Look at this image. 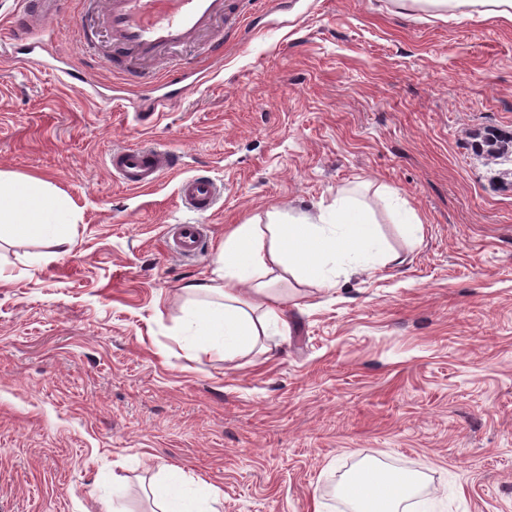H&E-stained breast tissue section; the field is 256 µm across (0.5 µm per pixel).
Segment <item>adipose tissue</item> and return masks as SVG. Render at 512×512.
<instances>
[{
    "instance_id": "adipose-tissue-1",
    "label": "adipose tissue",
    "mask_w": 512,
    "mask_h": 512,
    "mask_svg": "<svg viewBox=\"0 0 512 512\" xmlns=\"http://www.w3.org/2000/svg\"><path fill=\"white\" fill-rule=\"evenodd\" d=\"M401 9L426 5L453 13L512 21V0H397ZM76 218L68 199L36 178L0 171V241L33 238L52 259L69 252ZM385 250L358 191L350 190L317 215L282 223L278 213L264 224L236 225L217 249L215 275L185 285L191 301L177 339L190 349L231 360L248 352L271 324L287 327L282 299L268 275L282 272L301 284L332 287L339 276L398 262ZM359 482L340 492L355 512H397L415 492L414 473L361 470ZM162 512H218L216 499L202 486H189L182 470L162 477Z\"/></svg>"
}]
</instances>
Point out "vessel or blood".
<instances>
[{
	"mask_svg": "<svg viewBox=\"0 0 512 512\" xmlns=\"http://www.w3.org/2000/svg\"><path fill=\"white\" fill-rule=\"evenodd\" d=\"M96 4L111 35L114 61H145L160 68V85L165 92L157 98V106L171 103L174 96L190 94L203 81L201 71L181 63L174 57V50L205 36L213 52H221L224 33L216 29V20L221 18L232 24L240 21L229 0H96ZM63 10V0H24L16 31L9 44H0V55L20 68L48 70L84 89L91 85L87 75L70 68L61 54H53L48 61L34 56L41 32L32 27V17H41L44 26L49 27ZM110 163L113 176L121 183L141 188L158 184L178 169L181 156L167 146L145 144L114 149ZM219 194L212 178L202 174L184 177L177 189L182 204L199 215L211 211ZM202 239L201 225L181 224L169 248L177 255L193 257L200 253Z\"/></svg>",
	"mask_w": 512,
	"mask_h": 512,
	"instance_id": "b4317fda",
	"label": "vessel or blood"
}]
</instances>
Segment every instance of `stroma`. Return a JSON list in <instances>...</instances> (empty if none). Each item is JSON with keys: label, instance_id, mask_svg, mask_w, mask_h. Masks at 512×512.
Segmentation results:
<instances>
[{"label": "stroma", "instance_id": "obj_1", "mask_svg": "<svg viewBox=\"0 0 512 512\" xmlns=\"http://www.w3.org/2000/svg\"><path fill=\"white\" fill-rule=\"evenodd\" d=\"M223 66L141 126L112 90L142 68L105 63L97 8L69 0L51 48L92 98L0 60V171L49 182L79 215L54 260L0 244V512H158L168 467L220 512H347L364 463L424 475L407 512H512V176L478 148L512 131V21L400 12L396 0H236ZM92 42L84 44L81 32ZM164 143L181 174L130 189L114 148ZM222 190L200 216L182 176ZM359 188L400 263L333 288L276 282L287 329L234 361L174 336L185 283L211 277L232 225L299 216ZM399 198L423 222L408 239ZM205 224L200 256L172 224Z\"/></svg>", "mask_w": 512, "mask_h": 512}]
</instances>
